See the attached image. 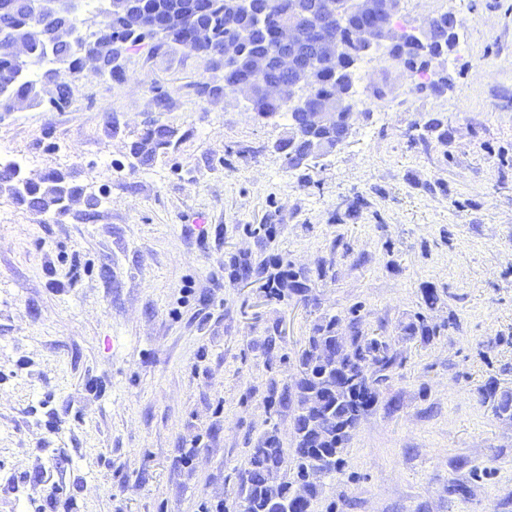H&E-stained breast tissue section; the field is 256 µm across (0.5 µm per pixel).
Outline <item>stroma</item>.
Listing matches in <instances>:
<instances>
[{"label": "stroma", "mask_w": 512, "mask_h": 512, "mask_svg": "<svg viewBox=\"0 0 512 512\" xmlns=\"http://www.w3.org/2000/svg\"><path fill=\"white\" fill-rule=\"evenodd\" d=\"M448 11L447 91L373 51L349 139L298 169L273 149L284 119L172 44L130 51L121 82L69 78L64 109L0 113V158L100 200L50 218L0 189V512H215L267 429L291 445L270 396L325 314L360 318L397 364L313 512H512L494 410L512 395V0H401L394 23ZM434 117L447 141H415ZM153 123L182 142L130 168ZM241 254L290 263L309 295L229 280ZM419 314L426 344L402 332Z\"/></svg>", "instance_id": "35a3bbf8"}]
</instances>
